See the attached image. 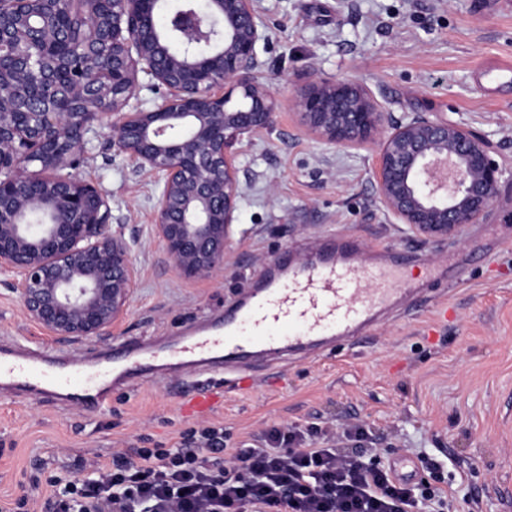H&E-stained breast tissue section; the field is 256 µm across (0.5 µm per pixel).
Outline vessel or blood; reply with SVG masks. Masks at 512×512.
Segmentation results:
<instances>
[{"label":"vessel or blood","mask_w":512,"mask_h":512,"mask_svg":"<svg viewBox=\"0 0 512 512\" xmlns=\"http://www.w3.org/2000/svg\"><path fill=\"white\" fill-rule=\"evenodd\" d=\"M488 81L512 78V59L486 61ZM369 243L357 236L322 243L317 261L298 263L291 252L229 314L159 345L125 340L78 363L52 349H0V386L29 400L54 397L93 412L119 385H130L166 361L196 376L221 375L264 354H307L330 345L369 340L380 313L409 301L423 302L437 271L406 274L405 253L371 262Z\"/></svg>","instance_id":"1"}]
</instances>
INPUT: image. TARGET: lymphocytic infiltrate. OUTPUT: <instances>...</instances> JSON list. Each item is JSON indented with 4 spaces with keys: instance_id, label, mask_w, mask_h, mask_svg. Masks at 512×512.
Masks as SVG:
<instances>
[{
    "instance_id": "1",
    "label": "lymphocytic infiltrate",
    "mask_w": 512,
    "mask_h": 512,
    "mask_svg": "<svg viewBox=\"0 0 512 512\" xmlns=\"http://www.w3.org/2000/svg\"><path fill=\"white\" fill-rule=\"evenodd\" d=\"M360 447L336 445L333 429L272 428L235 452L223 429L193 431L175 448L115 452L83 476L55 475L42 512H462L463 499L398 479Z\"/></svg>"
}]
</instances>
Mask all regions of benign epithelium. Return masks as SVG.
Instances as JSON below:
<instances>
[{
	"label": "benign epithelium",
	"mask_w": 512,
	"mask_h": 512,
	"mask_svg": "<svg viewBox=\"0 0 512 512\" xmlns=\"http://www.w3.org/2000/svg\"><path fill=\"white\" fill-rule=\"evenodd\" d=\"M63 0H0V272L21 285L26 317L82 342L126 315L139 279L131 243L110 228L108 195L71 173L85 136L112 119V147L153 173L150 225L181 277L206 279L227 259L240 197L235 146L270 130L276 101L256 80L267 23L255 0L183 8L168 41L159 0H84L77 46ZM146 75L157 109L130 107ZM291 105L322 142L376 143L385 215L424 241L456 237L491 210L504 171L469 127L415 112L394 118L363 87L315 80Z\"/></svg>",
	"instance_id": "benign-epithelium-1"
}]
</instances>
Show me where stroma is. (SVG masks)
I'll list each match as a JSON object with an SVG mask.
<instances>
[{"label": "stroma", "instance_id": "obj_1", "mask_svg": "<svg viewBox=\"0 0 512 512\" xmlns=\"http://www.w3.org/2000/svg\"><path fill=\"white\" fill-rule=\"evenodd\" d=\"M268 23L256 72L277 103L272 130L242 144L238 220L222 270L183 280L150 239L158 186L99 128L75 173L111 197L112 221L136 238L137 289L122 322L81 343L56 340L23 313L16 281L0 274V344L21 339L89 357L122 338L177 336L223 314L291 247L313 253L327 237L354 234L414 263L462 257L463 282H436L428 302L389 315L370 342L332 346L322 359H259L213 380V408L188 410L193 379L164 369L113 393L89 413L54 399L28 402L0 391V507L35 473L73 472L114 450L174 448L190 429L217 426L234 449L275 425L359 424L382 463L426 449L460 473L471 512H512V94L484 96L474 70L512 56V0H256ZM368 89L395 116L427 112L468 125L490 142L505 174L489 214L459 238L422 242L378 207L376 144L318 143L291 107L313 78Z\"/></svg>", "mask_w": 512, "mask_h": 512}]
</instances>
